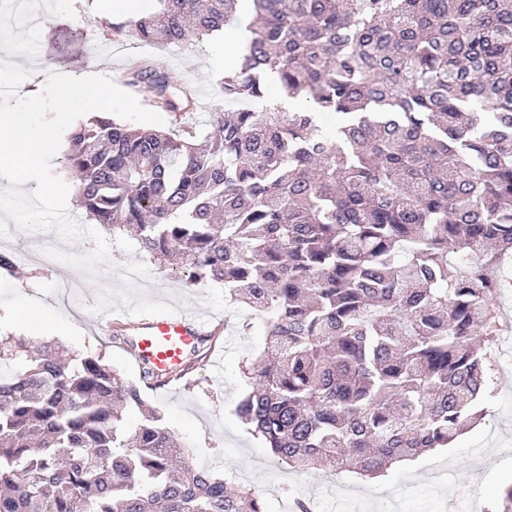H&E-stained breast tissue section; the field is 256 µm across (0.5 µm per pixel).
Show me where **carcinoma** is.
Listing matches in <instances>:
<instances>
[{"label": "carcinoma", "instance_id": "cac0c4a2", "mask_svg": "<svg viewBox=\"0 0 512 512\" xmlns=\"http://www.w3.org/2000/svg\"><path fill=\"white\" fill-rule=\"evenodd\" d=\"M113 38L224 30L240 0H156ZM251 36L202 126L105 112L69 138L80 207L222 283L265 320L236 406L299 473L378 476L484 416L512 258V0H251ZM129 83L180 118L195 93L149 59ZM301 102L285 111L267 96ZM319 111L334 112L326 131ZM0 512H266L179 450L138 385L22 339L0 347ZM141 414L125 427L126 412Z\"/></svg>", "mask_w": 512, "mask_h": 512}]
</instances>
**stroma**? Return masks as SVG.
<instances>
[{
  "label": "stroma",
  "instance_id": "35a3bbf8",
  "mask_svg": "<svg viewBox=\"0 0 512 512\" xmlns=\"http://www.w3.org/2000/svg\"><path fill=\"white\" fill-rule=\"evenodd\" d=\"M101 13V0H73L68 11L43 13L37 26L22 28L11 13L0 12V38L31 45L28 53L13 56L14 63L29 72L19 95L42 90L41 70L46 66L116 80L132 60L147 56L175 81L195 88L199 112L222 107L217 90L224 74L220 37L165 49L130 39L117 42L100 24ZM57 243L52 232L15 230L0 238V253L18 259L14 275L0 273V342L21 338L34 346L61 345L81 358L99 355L136 382L139 367L111 336L99 334V319L122 321L130 311L213 313L207 358L190 376L149 390L146 396L197 464L234 476L240 488L260 490L269 512H291L298 499L308 503L310 512H504L505 491L512 488V288L502 289L498 298L506 329L487 352L494 387L484 418L448 447L391 465L367 481L321 469L297 473L278 462L241 422L236 405L250 388L245 367L262 351L265 338L261 325L242 330L248 311L231 303L223 285L186 287L182 274L143 251L131 235L112 237L110 261L98 265L93 278L57 261L34 265L19 258L20 253ZM16 311L22 312L23 322H12ZM58 323L66 326V335L50 333V326Z\"/></svg>",
  "mask_w": 512,
  "mask_h": 512
}]
</instances>
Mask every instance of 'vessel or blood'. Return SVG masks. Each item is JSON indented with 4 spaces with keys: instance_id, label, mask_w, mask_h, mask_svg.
Segmentation results:
<instances>
[{
    "instance_id": "vessel-or-blood-1",
    "label": "vessel or blood",
    "mask_w": 512,
    "mask_h": 512,
    "mask_svg": "<svg viewBox=\"0 0 512 512\" xmlns=\"http://www.w3.org/2000/svg\"><path fill=\"white\" fill-rule=\"evenodd\" d=\"M132 326L136 337L130 353L135 363L151 365L167 381L175 375H186L184 363L197 347L205 328L203 321L171 314L139 316Z\"/></svg>"
}]
</instances>
